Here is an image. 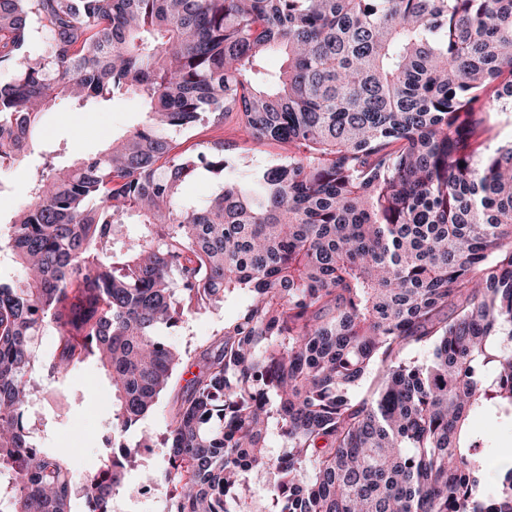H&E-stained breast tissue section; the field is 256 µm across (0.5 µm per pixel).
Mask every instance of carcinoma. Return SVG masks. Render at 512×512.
<instances>
[{"instance_id":"1","label":"carcinoma","mask_w":512,"mask_h":512,"mask_svg":"<svg viewBox=\"0 0 512 512\" xmlns=\"http://www.w3.org/2000/svg\"><path fill=\"white\" fill-rule=\"evenodd\" d=\"M0 63V165L61 100L144 110L94 155H42L0 232L25 270L0 278V512H112L145 448L170 512H252L255 472L267 512H512V466L469 429L512 418V138L470 121L512 112V0H0ZM229 117L285 160L170 136ZM93 360L112 451L77 485L33 440L34 375ZM164 396V437L124 441ZM245 300L233 298L226 302L223 310L218 314L205 313L197 315L183 330L166 336L167 341L179 347L203 343L209 340L219 320L232 319L244 306Z\"/></svg>"}]
</instances>
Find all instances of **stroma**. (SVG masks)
<instances>
[{
    "label": "stroma",
    "mask_w": 512,
    "mask_h": 512,
    "mask_svg": "<svg viewBox=\"0 0 512 512\" xmlns=\"http://www.w3.org/2000/svg\"><path fill=\"white\" fill-rule=\"evenodd\" d=\"M141 119L139 102L132 97L80 111L60 104L46 113L38 139L54 150L58 163L67 164L75 156L100 151L112 137L122 134ZM219 137L230 144L242 164L249 166L274 163L288 153L284 146L253 142L228 127L221 131L198 128L177 134L176 139L188 148L210 143ZM38 162V157L34 156L23 166L0 167V182L9 187L8 192L0 193L1 226L10 222L25 199L30 171ZM244 304V299L233 298L226 302L220 314L197 315L183 330L170 336V343L185 347L209 340L218 321L234 318ZM109 393L108 378L90 363L67 383L44 384L36 400L35 439L40 446L58 448L70 454L74 481H82L106 452V440L112 432ZM163 466L164 460L159 451L137 456L128 468L126 488L117 497V512H166L164 496L147 501L139 493L141 470H158Z\"/></svg>",
    "instance_id": "stroma-1"
}]
</instances>
